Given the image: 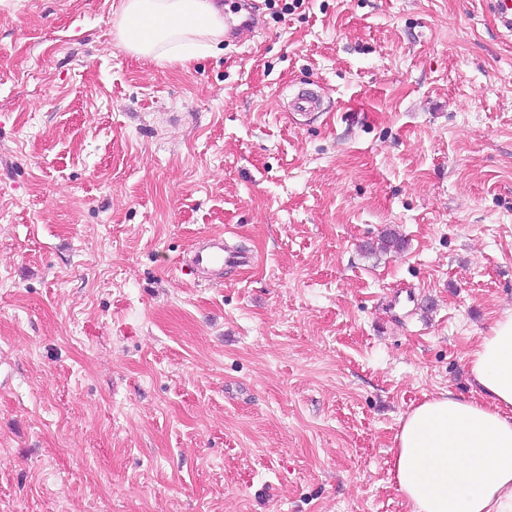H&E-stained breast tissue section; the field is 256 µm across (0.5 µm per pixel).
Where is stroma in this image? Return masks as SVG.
Here are the masks:
<instances>
[{"instance_id": "1", "label": "stroma", "mask_w": 512, "mask_h": 512, "mask_svg": "<svg viewBox=\"0 0 512 512\" xmlns=\"http://www.w3.org/2000/svg\"><path fill=\"white\" fill-rule=\"evenodd\" d=\"M259 4L187 68L119 0L0 5V512H408L402 418L474 395L512 41L489 0ZM228 231L254 263L190 272Z\"/></svg>"}]
</instances>
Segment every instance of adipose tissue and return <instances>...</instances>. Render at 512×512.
I'll return each instance as SVG.
<instances>
[{
	"label": "adipose tissue",
	"mask_w": 512,
	"mask_h": 512,
	"mask_svg": "<svg viewBox=\"0 0 512 512\" xmlns=\"http://www.w3.org/2000/svg\"><path fill=\"white\" fill-rule=\"evenodd\" d=\"M116 37L129 52L182 67L224 41L215 0H121ZM478 388L415 406L396 435L391 474L410 512H512V312L469 355Z\"/></svg>",
	"instance_id": "ef3b65f1"
}]
</instances>
